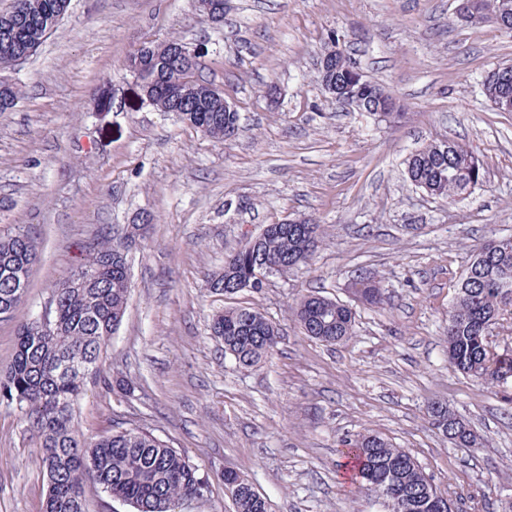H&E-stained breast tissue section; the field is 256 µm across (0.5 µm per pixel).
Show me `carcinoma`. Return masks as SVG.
<instances>
[{
	"label": "carcinoma",
	"instance_id": "cac0c4a2",
	"mask_svg": "<svg viewBox=\"0 0 512 512\" xmlns=\"http://www.w3.org/2000/svg\"><path fill=\"white\" fill-rule=\"evenodd\" d=\"M51 0H13L0 11V71L15 68L13 49L27 44L38 50L48 39L43 18ZM479 25L495 24L512 31V0H478ZM181 41L150 43L130 53L128 67L146 74L153 107L174 112L204 135L224 141V127L239 125V113L224 111V99L206 93L199 65L177 53ZM181 88L179 99L164 90ZM23 96L16 82L0 83V101L15 106ZM406 174L417 188L442 200L465 199L484 184L480 157L455 140L431 143L406 159ZM321 239L318 224H289L259 240L249 239L228 255L224 269L214 273L211 288L233 296L247 288L259 291L257 274L270 262L286 275L312 261ZM39 259L36 240L24 229L0 233V317H11L20 303L17 293L28 289L33 266ZM89 272L87 286L68 287L80 271ZM128 249L121 236L102 229L83 246L82 258L52 288L49 307L58 331L39 335L36 319L17 328L15 351L0 370V403L24 413L35 437L49 487L44 512H85L87 490L99 488L135 512H175L176 504L199 490L203 473L180 450L154 434L146 425L125 427L86 437L75 422V405L89 384L104 383L102 355L120 326L129 296ZM365 305L384 301L383 285L364 272L349 284ZM292 315L304 334L327 344L344 342L353 334L355 312L340 301L319 294L300 299ZM512 315V243L480 245L457 285L448 312V363L459 373L487 387L507 388L512 383V349L502 352L490 345L491 326ZM224 342V353L244 368L258 366L278 344L279 329L262 313L248 307L228 308L210 324ZM90 364L87 378L60 372L63 363ZM430 424L448 436L457 448L479 445L476 433L448 409L447 403L428 405ZM342 456L351 478L366 484L371 475L390 486L399 502L388 512H432L428 495L440 494L432 479L408 452L393 446L378 433L358 434L341 440ZM237 512H268L267 502L247 479L235 475Z\"/></svg>",
	"mask_w": 512,
	"mask_h": 512
}]
</instances>
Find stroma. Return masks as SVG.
Returning <instances> with one entry per match:
<instances>
[{"mask_svg":"<svg viewBox=\"0 0 512 512\" xmlns=\"http://www.w3.org/2000/svg\"><path fill=\"white\" fill-rule=\"evenodd\" d=\"M457 0H228L223 21L194 0H72L38 53L13 71L24 97L0 112V230L29 228L40 259L12 318L0 320V368L16 329L45 307L97 229L154 221L128 255L130 299L113 335L107 384L77 407L88 436L145 424L211 483L176 512H236L224 473L244 476L269 512H382L345 483L339 443L374 431L412 455L460 512H501L512 496V409L502 391L448 365V312L477 244L512 236V112L481 81L512 64V33L464 25ZM344 53L403 104L390 126L336 103L317 59ZM204 48L203 75L240 114L236 137H205L140 103L124 62L145 41ZM281 90L279 108L263 90ZM124 109H116L117 101ZM444 139L475 150L485 183L449 203L407 181L411 152ZM306 215L321 226L312 262L235 299L208 276L244 235ZM367 269L387 302L352 303ZM352 303L353 336H306L290 308L309 293ZM252 307L277 324L265 363L240 367L211 336L214 314ZM446 402L480 438L457 448L432 428ZM48 490L22 412L0 404V512H43Z\"/></svg>","mask_w":512,"mask_h":512,"instance_id":"1","label":"stroma"}]
</instances>
